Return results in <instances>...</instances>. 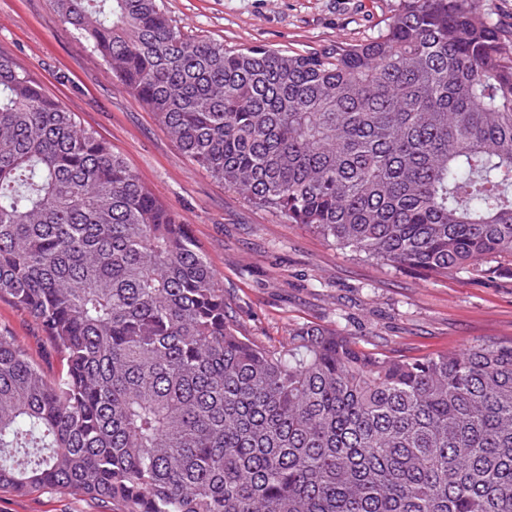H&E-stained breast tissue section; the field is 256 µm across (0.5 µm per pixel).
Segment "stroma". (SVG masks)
<instances>
[{"label":"stroma","mask_w":512,"mask_h":512,"mask_svg":"<svg viewBox=\"0 0 512 512\" xmlns=\"http://www.w3.org/2000/svg\"><path fill=\"white\" fill-rule=\"evenodd\" d=\"M185 33L232 47L304 51L355 42L384 29L397 0H163ZM0 55L21 61L45 90L112 147L188 224L214 270L234 322L279 343L290 325L342 329L395 356L460 351L512 337V274L431 278L358 259L299 224L215 181L184 157L153 114L51 0H0ZM15 336L43 370L61 364L39 324L0 298V331ZM0 512H100L77 495L0 490Z\"/></svg>","instance_id":"1"}]
</instances>
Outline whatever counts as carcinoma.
<instances>
[{
	"instance_id": "carcinoma-1",
	"label": "carcinoma",
	"mask_w": 512,
	"mask_h": 512,
	"mask_svg": "<svg viewBox=\"0 0 512 512\" xmlns=\"http://www.w3.org/2000/svg\"><path fill=\"white\" fill-rule=\"evenodd\" d=\"M180 151L290 224L426 276L512 273V30L398 0L357 42L181 31L162 0H52ZM0 489L120 512H512V337L400 358L297 324L266 344L177 214L0 56ZM1 330L15 336L46 373L53 375L60 370V361L39 324L9 297L0 298Z\"/></svg>"
}]
</instances>
